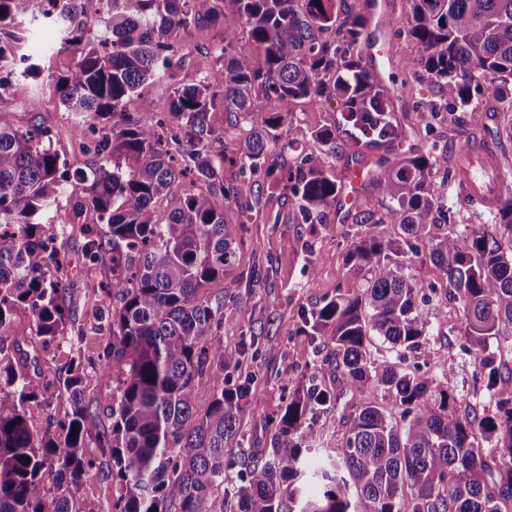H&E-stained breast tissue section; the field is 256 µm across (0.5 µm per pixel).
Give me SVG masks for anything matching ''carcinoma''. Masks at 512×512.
I'll use <instances>...</instances> for the list:
<instances>
[{"label":"carcinoma","mask_w":512,"mask_h":512,"mask_svg":"<svg viewBox=\"0 0 512 512\" xmlns=\"http://www.w3.org/2000/svg\"><path fill=\"white\" fill-rule=\"evenodd\" d=\"M86 0H0V100L44 66L26 53L36 24L54 26L60 44L77 57L51 74L48 89L74 119L89 170L69 175L54 148L51 127L22 126L0 109V512H80L69 489L96 467L85 448L94 441L117 481L115 512H512V391H498L496 413L462 414L442 382L374 358V336L411 351L430 333L424 306L436 296L456 302L465 331L460 351H476L486 387L496 388L490 339L512 325V244L472 231L434 237L453 223L439 201L433 171L448 167L435 148L377 165L372 183L396 202L366 211L362 224H396L395 241L366 235L349 251L350 269L364 277L355 295L337 294L306 320L310 336L332 346L340 382L359 399L342 415V442L311 471L304 453L317 440L316 417L333 406L329 389L312 385L288 395L272 419V447L252 457L240 447V414L248 381L229 373L247 345L224 344V300L203 289L235 266L245 224L259 190H289L300 224L321 222L336 201V178L312 164L310 150L360 146L359 133L382 141L394 131L377 113L389 109L384 87L362 66L365 18L353 0H98L109 34L87 37ZM407 33L419 46L415 65L435 82L443 100L466 106L486 82L512 79V0H410ZM241 26L207 48L215 66L181 74L185 39L224 22L226 9ZM251 50L237 49L239 37ZM169 90L164 116L130 111L142 90ZM276 100L259 112L258 95ZM303 101L321 108L335 101L340 117L310 133L305 156L284 168L270 145L288 132ZM229 112L248 125L239 177L224 180V133L212 122ZM192 175L180 205L162 222L157 203L180 178ZM76 197L75 210L93 215L81 227L85 256L110 258L112 336L99 369L116 385L102 410L85 404L82 363L59 382L71 412L33 432L34 411H45L47 383L29 371L36 358L28 337L10 333L14 311L28 310L38 343L64 336L76 344L66 305L67 286L53 271L66 220L53 213L58 198ZM235 207L238 221L224 220ZM512 236V190L496 212ZM428 249L443 274L426 281L409 272ZM206 380L212 398L197 408ZM393 398L388 411L377 394ZM478 431L497 433L495 447L475 445ZM239 467L224 488V470ZM53 468L50 492L41 473ZM177 491L175 502L169 490Z\"/></svg>","instance_id":"obj_1"}]
</instances>
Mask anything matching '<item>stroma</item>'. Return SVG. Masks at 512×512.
I'll list each match as a JSON object with an SVG mask.
<instances>
[{"instance_id":"obj_1","label":"stroma","mask_w":512,"mask_h":512,"mask_svg":"<svg viewBox=\"0 0 512 512\" xmlns=\"http://www.w3.org/2000/svg\"><path fill=\"white\" fill-rule=\"evenodd\" d=\"M394 26L389 32L392 56L389 71L398 82V91L391 96L390 120L397 136L386 142L364 145L360 151L367 164L384 158L410 156L419 149L437 145L449 159H456L459 148L473 133L465 125L463 111H451L440 99L437 88L414 66L419 56L418 45L403 32L408 10L407 0H392ZM35 86L44 90L39 121L57 132L59 146L71 167L82 168L90 158L82 153L73 134V119L60 106L56 97L46 93V77L36 79ZM31 85V86H34ZM31 86L20 85L15 95L6 99V106L15 109L19 123L30 115L23 112V101ZM469 110L483 116L481 129L500 149L503 168L512 174V140L504 129L512 122V112L502 111L491 93L473 95ZM333 106L315 109L297 105L288 134L276 142L273 150L284 167L296 166L301 159L303 141L319 126L332 122ZM442 188L440 201L454 212L455 224L435 227V234H457L472 228L506 239L503 227L493 212L469 206L461 187L444 172H437ZM388 205L371 185H364L358 211L337 218L334 208H327L320 224H300L294 219L296 204L290 193L263 197L253 219L247 224L243 243L237 254L236 275L242 282L234 294H226L222 281L208 285V297L224 299V342L236 346L257 338L256 352L247 353L234 377L251 381L257 403H245L240 429L242 448L270 447L275 427L270 418L279 411L289 393L298 388L318 384L330 389L336 405L317 421L319 437L316 445L322 453H334L342 433L341 415L350 394L336 380V362L332 347L314 342L307 336L304 319L336 294H353L364 286L362 276L350 271L347 253L359 237L378 236L386 240L399 237L394 224H364L362 211H381ZM56 247L64 258L58 275L68 284L67 303L81 331L78 349L63 342L48 349L37 350V364L44 377L57 380L73 354H81L88 367L84 381L87 405L96 407L112 399V375L97 367L99 356L109 338L108 309L105 289L112 280L110 262L90 263L83 253L80 227L65 225ZM444 313L441 321H433L432 334L406 356H398L390 344L373 339L370 350L374 358L391 363L403 362L418 366L423 373H439L443 361L454 357L455 368L448 376V391L456 396L460 412L476 411L494 415L495 399L485 387L474 355L461 353L464 331L461 314L455 304L439 301ZM71 494L81 512H111L115 503L112 475L107 465L90 472Z\"/></svg>"}]
</instances>
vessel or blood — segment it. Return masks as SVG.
<instances>
[{
	"instance_id": "1",
	"label": "vessel or blood",
	"mask_w": 512,
	"mask_h": 512,
	"mask_svg": "<svg viewBox=\"0 0 512 512\" xmlns=\"http://www.w3.org/2000/svg\"><path fill=\"white\" fill-rule=\"evenodd\" d=\"M362 8L369 22L365 56L372 76L382 82L387 77L385 65L391 56L386 31L392 13L385 0H363ZM458 170L474 201L487 209H495L499 202L496 185L503 171L500 156L492 143L480 134H473L460 151ZM372 177V169L358 159H351L345 164L342 189L335 203L337 214L346 215L358 207L361 190Z\"/></svg>"
}]
</instances>
